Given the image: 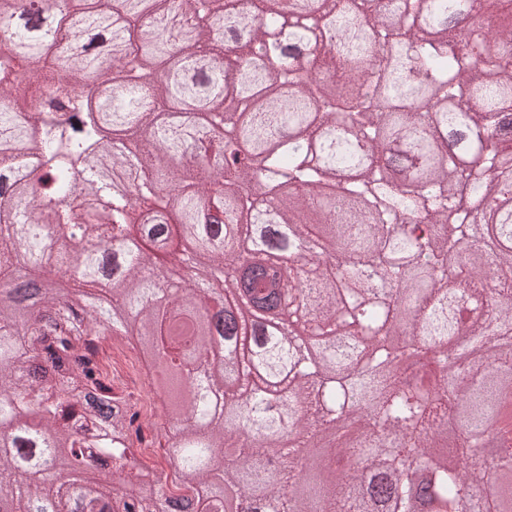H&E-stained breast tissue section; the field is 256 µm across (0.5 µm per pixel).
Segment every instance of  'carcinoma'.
Listing matches in <instances>:
<instances>
[{
    "mask_svg": "<svg viewBox=\"0 0 512 512\" xmlns=\"http://www.w3.org/2000/svg\"><path fill=\"white\" fill-rule=\"evenodd\" d=\"M463 15L491 47L459 46ZM0 37V283L16 288L0 300V512H175L139 480L136 416L113 413L85 336L169 339L166 457L198 512L228 479L266 491L248 512H381L375 483L396 512H502L512 0H153L147 20L139 0H0ZM284 37L306 74L264 64ZM382 94L428 106L387 111ZM232 140L257 168L226 156ZM463 185L480 205L459 214ZM280 250L302 253L299 279L265 266ZM229 292L254 315L213 330ZM273 296L284 335L259 323ZM419 351L436 369L403 379ZM251 359L282 383L279 409ZM353 411L362 439L316 457ZM315 467L331 479L307 511Z\"/></svg>",
    "mask_w": 512,
    "mask_h": 512,
    "instance_id": "obj_1",
    "label": "carcinoma"
}]
</instances>
